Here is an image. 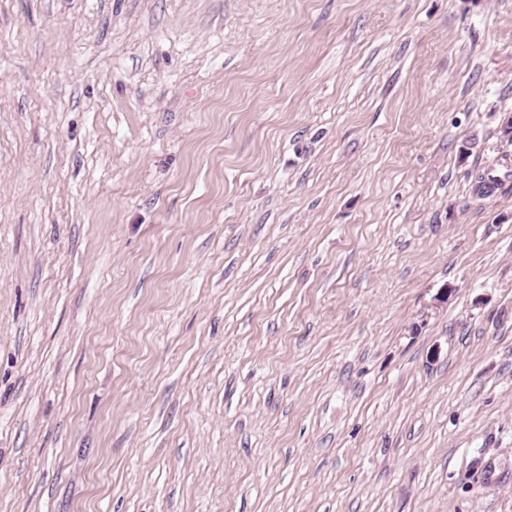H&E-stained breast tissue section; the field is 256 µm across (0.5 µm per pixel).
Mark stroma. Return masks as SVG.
<instances>
[{"label": "stroma", "mask_w": 512, "mask_h": 512, "mask_svg": "<svg viewBox=\"0 0 512 512\" xmlns=\"http://www.w3.org/2000/svg\"><path fill=\"white\" fill-rule=\"evenodd\" d=\"M509 115L512 0H0V512H512Z\"/></svg>", "instance_id": "obj_1"}]
</instances>
